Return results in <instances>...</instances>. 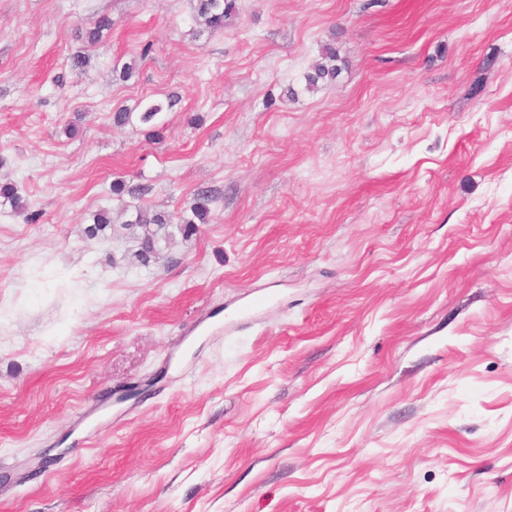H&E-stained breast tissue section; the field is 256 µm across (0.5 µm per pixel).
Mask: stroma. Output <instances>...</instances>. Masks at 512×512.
<instances>
[{"instance_id": "35a3bbf8", "label": "stroma", "mask_w": 512, "mask_h": 512, "mask_svg": "<svg viewBox=\"0 0 512 512\" xmlns=\"http://www.w3.org/2000/svg\"><path fill=\"white\" fill-rule=\"evenodd\" d=\"M236 4L0 0V512H512V0ZM236 9V0H197L196 22L200 27L199 33L223 30L235 15ZM338 58L335 47H325L321 54V60L303 76L305 90L311 92L322 84L336 81L340 74V68L336 64ZM163 109L164 105L162 102L148 100L142 105L140 112H128L127 110L113 112L112 121L117 126H126L134 125L135 119L141 125L150 126ZM213 202V196L208 192L198 194L191 205L189 211L190 215L183 213L180 217L178 224L180 229L186 232H193L195 224L208 223V216L210 214V204ZM167 224H171L169 217L166 218L165 215L151 213L147 209L141 208L136 209L134 220L123 222L125 229L140 228L142 230L141 246L137 254L142 262H147L149 255L154 253L158 231L165 229ZM151 226H156L157 229H153Z\"/></svg>"}]
</instances>
